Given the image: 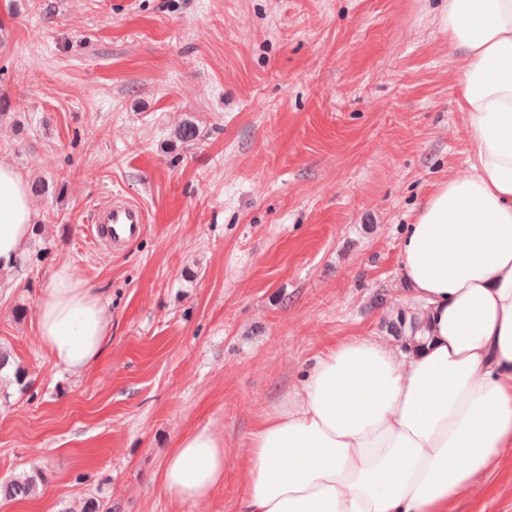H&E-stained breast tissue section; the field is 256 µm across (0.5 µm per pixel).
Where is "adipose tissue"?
Masks as SVG:
<instances>
[{
    "instance_id": "ef3b65f1",
    "label": "adipose tissue",
    "mask_w": 512,
    "mask_h": 512,
    "mask_svg": "<svg viewBox=\"0 0 512 512\" xmlns=\"http://www.w3.org/2000/svg\"><path fill=\"white\" fill-rule=\"evenodd\" d=\"M448 37L465 61L458 107L472 151L401 242L419 326L399 347L352 336L316 358L251 434L239 512H455L512 456V0H448ZM34 213L27 179L0 162V270L24 251ZM37 331L80 375L101 358L112 311L62 265ZM227 463L223 432L197 426L170 448L160 486L205 502Z\"/></svg>"
}]
</instances>
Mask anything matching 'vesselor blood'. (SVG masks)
I'll list each match as a JSON object with an SVG mask.
<instances>
[{
  "mask_svg": "<svg viewBox=\"0 0 512 512\" xmlns=\"http://www.w3.org/2000/svg\"><path fill=\"white\" fill-rule=\"evenodd\" d=\"M147 222L146 212L140 204L115 197L94 205L89 237L95 245L117 251L137 240L144 233Z\"/></svg>",
  "mask_w": 512,
  "mask_h": 512,
  "instance_id": "vessel-or-blood-1",
  "label": "vessel or blood"
}]
</instances>
